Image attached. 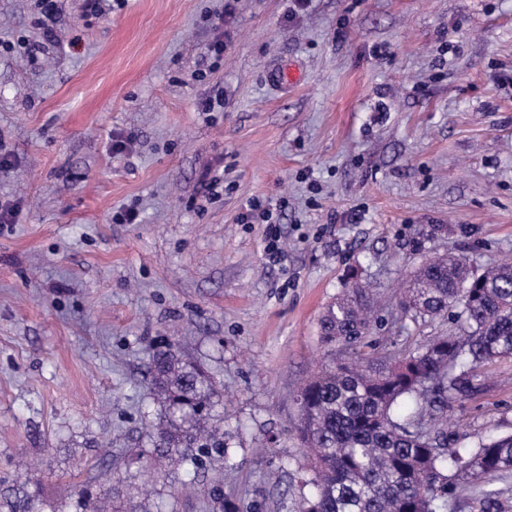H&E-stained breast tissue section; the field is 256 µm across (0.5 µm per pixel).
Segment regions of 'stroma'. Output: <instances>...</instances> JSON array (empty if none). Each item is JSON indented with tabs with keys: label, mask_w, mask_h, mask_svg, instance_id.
<instances>
[{
	"label": "stroma",
	"mask_w": 512,
	"mask_h": 512,
	"mask_svg": "<svg viewBox=\"0 0 512 512\" xmlns=\"http://www.w3.org/2000/svg\"><path fill=\"white\" fill-rule=\"evenodd\" d=\"M54 5L48 36L41 0H0V200L20 206L0 223V512L25 460L53 505L107 464L117 512L147 490L165 512H302L295 395L345 355L320 343L327 305L370 284L373 340L405 353L458 332L401 318L411 270L512 258V0H312L293 18L289 0ZM255 199L280 261L266 225L240 221ZM122 206L139 223H114ZM168 342L214 379L232 435V467L182 497L127 459L158 418L146 371ZM472 384L455 445L512 434V358ZM260 220L262 223L269 224L272 231L266 236V252L272 259L280 258L283 254V248L280 244V235L277 234L276 231H273L272 224H274L273 213L267 208L263 207L260 201L253 200L249 204V208L243 213L240 217L241 223L249 224L253 223L257 220Z\"/></svg>",
	"instance_id": "stroma-1"
}]
</instances>
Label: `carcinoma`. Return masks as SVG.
<instances>
[{
    "label": "carcinoma",
    "instance_id": "obj_1",
    "mask_svg": "<svg viewBox=\"0 0 512 512\" xmlns=\"http://www.w3.org/2000/svg\"><path fill=\"white\" fill-rule=\"evenodd\" d=\"M368 285L352 284L329 304L320 339L352 352L328 362L296 395L298 425L309 449L303 512H445L448 491L463 481L483 497L487 512L501 494L485 484L512 475V435L448 446V407L466 398L472 372L512 357V261L473 268L443 254L416 267L403 283L401 317L432 322L453 310L458 336H433L399 356H383L367 341L377 324ZM160 409L136 461L174 476L175 492L197 491L206 469L228 466V409L211 376L168 343L149 366ZM36 487L23 493L18 512H43ZM112 512V491L77 493L52 512Z\"/></svg>",
    "mask_w": 512,
    "mask_h": 512
}]
</instances>
